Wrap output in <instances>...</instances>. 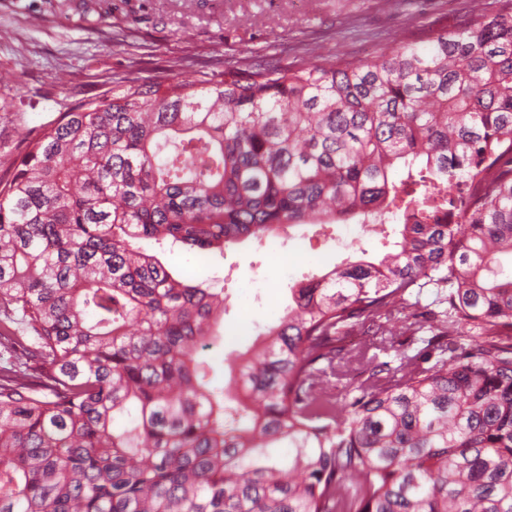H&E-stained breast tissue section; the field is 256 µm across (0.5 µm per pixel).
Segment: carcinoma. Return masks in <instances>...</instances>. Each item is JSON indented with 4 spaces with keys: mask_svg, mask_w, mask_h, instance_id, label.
Wrapping results in <instances>:
<instances>
[{
    "mask_svg": "<svg viewBox=\"0 0 512 512\" xmlns=\"http://www.w3.org/2000/svg\"><path fill=\"white\" fill-rule=\"evenodd\" d=\"M354 218L400 249L296 284L210 388L224 293L136 241ZM503 253L509 4L365 62L125 77L0 177V512H512Z\"/></svg>",
    "mask_w": 512,
    "mask_h": 512,
    "instance_id": "cac0c4a2",
    "label": "carcinoma"
}]
</instances>
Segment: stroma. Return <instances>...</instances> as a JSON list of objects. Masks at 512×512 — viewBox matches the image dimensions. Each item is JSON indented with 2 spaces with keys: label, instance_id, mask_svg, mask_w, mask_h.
Wrapping results in <instances>:
<instances>
[{
  "label": "stroma",
  "instance_id": "obj_1",
  "mask_svg": "<svg viewBox=\"0 0 512 512\" xmlns=\"http://www.w3.org/2000/svg\"><path fill=\"white\" fill-rule=\"evenodd\" d=\"M473 0H0V157L81 101L136 73L192 79L227 58L287 64L376 56L403 36L465 27ZM394 224H304L286 236L188 253L144 241L186 282L224 293L211 346L197 350L211 387L228 384L242 354L278 324L290 290L346 258L383 252Z\"/></svg>",
  "mask_w": 512,
  "mask_h": 512
}]
</instances>
